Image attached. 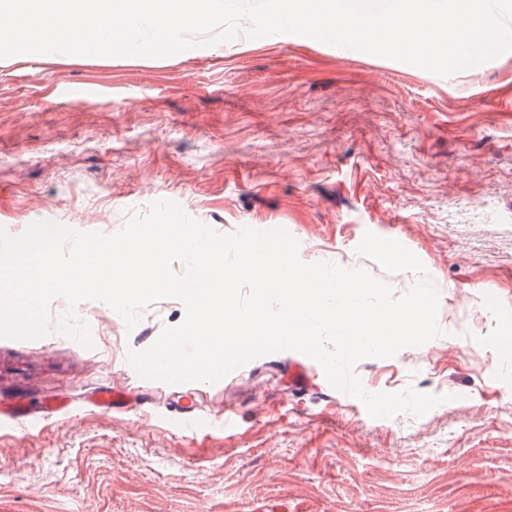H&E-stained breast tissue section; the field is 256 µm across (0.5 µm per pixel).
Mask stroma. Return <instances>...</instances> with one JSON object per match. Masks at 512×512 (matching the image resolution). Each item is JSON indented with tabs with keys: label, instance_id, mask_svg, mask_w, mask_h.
Here are the masks:
<instances>
[{
	"label": "stroma",
	"instance_id": "35a3bbf8",
	"mask_svg": "<svg viewBox=\"0 0 512 512\" xmlns=\"http://www.w3.org/2000/svg\"><path fill=\"white\" fill-rule=\"evenodd\" d=\"M158 200L221 233L285 229L303 262L398 296L417 274L357 247L399 241L444 334L354 372L369 392L443 403L371 417L297 351L214 384L146 380L127 352L182 324L183 303L130 331L84 301L92 347L55 326L0 339V512H512V52L447 78L292 34L0 58V226L113 234ZM115 386L125 404L94 402Z\"/></svg>",
	"mask_w": 512,
	"mask_h": 512
}]
</instances>
